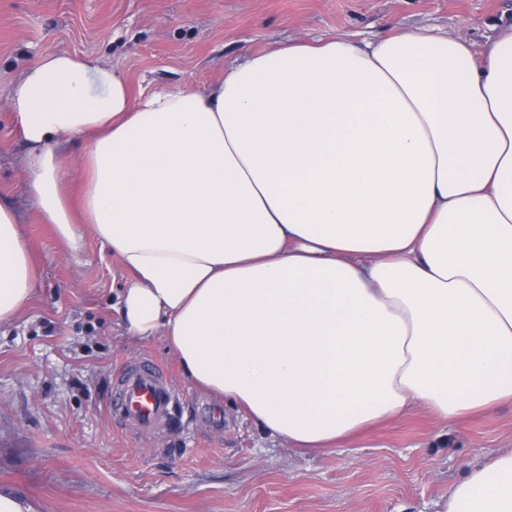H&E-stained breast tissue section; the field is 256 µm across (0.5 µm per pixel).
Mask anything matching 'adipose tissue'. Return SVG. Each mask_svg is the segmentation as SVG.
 <instances>
[{"mask_svg":"<svg viewBox=\"0 0 512 512\" xmlns=\"http://www.w3.org/2000/svg\"><path fill=\"white\" fill-rule=\"evenodd\" d=\"M9 102L29 190L71 245L61 147L86 140L80 207L127 274L126 331L289 447L512 403V26L480 49L428 31L292 42L138 97L49 54ZM34 295L0 203V323ZM433 512H512V450Z\"/></svg>","mask_w":512,"mask_h":512,"instance_id":"1","label":"adipose tissue"}]
</instances>
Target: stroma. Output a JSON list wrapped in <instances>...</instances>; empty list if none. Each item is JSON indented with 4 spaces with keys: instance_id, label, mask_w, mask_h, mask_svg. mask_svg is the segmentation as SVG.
<instances>
[{
    "instance_id": "stroma-1",
    "label": "stroma",
    "mask_w": 512,
    "mask_h": 512,
    "mask_svg": "<svg viewBox=\"0 0 512 512\" xmlns=\"http://www.w3.org/2000/svg\"><path fill=\"white\" fill-rule=\"evenodd\" d=\"M511 24L512 0H0V200L36 268L34 300L0 325V492L31 512H431L469 465L511 450V403L448 425L417 409L304 454L193 387L162 339L125 334L113 291L126 274L91 226L74 249L42 223L8 100L45 54L106 62L135 92L200 90L292 40L435 28L480 46ZM143 358L180 411L148 436L109 411L119 370Z\"/></svg>"
}]
</instances>
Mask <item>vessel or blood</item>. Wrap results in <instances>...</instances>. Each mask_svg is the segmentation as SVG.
Returning <instances> with one entry per match:
<instances>
[{
	"label": "vessel or blood",
	"mask_w": 512,
	"mask_h": 512,
	"mask_svg": "<svg viewBox=\"0 0 512 512\" xmlns=\"http://www.w3.org/2000/svg\"><path fill=\"white\" fill-rule=\"evenodd\" d=\"M119 384L112 395L111 409L121 425L148 434L170 419L175 394L163 371L148 360L120 369Z\"/></svg>",
	"instance_id": "1"
}]
</instances>
